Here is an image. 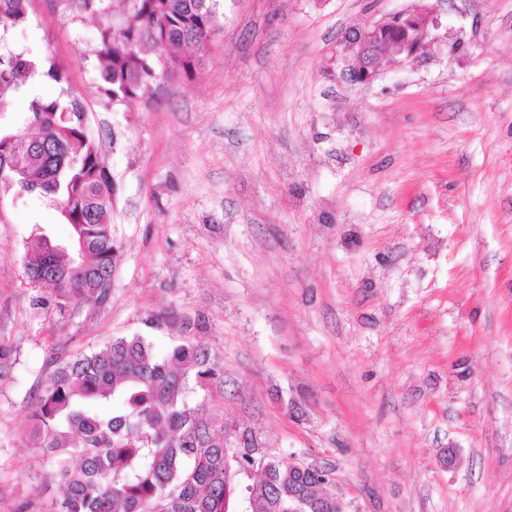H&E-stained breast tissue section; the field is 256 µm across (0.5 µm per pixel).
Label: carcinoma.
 Wrapping results in <instances>:
<instances>
[{"label": "carcinoma", "instance_id": "carcinoma-1", "mask_svg": "<svg viewBox=\"0 0 512 512\" xmlns=\"http://www.w3.org/2000/svg\"><path fill=\"white\" fill-rule=\"evenodd\" d=\"M71 12L116 19L97 30L99 89L112 106L151 99L170 80L189 79L221 31L219 0H64ZM32 0H0V40L24 26ZM40 77L53 94H34ZM68 63L0 52V116L11 90L24 96L18 121L0 128V187L57 203L82 252L58 251L43 231L31 234L29 282L47 292L40 304L64 312L104 305L119 248L112 228L118 187L86 130L82 101L67 88ZM217 376L201 346L185 341L161 354L142 334L80 352L48 378L31 408L34 447L55 460L59 495L50 512H228L235 475H245L248 512H290L288 487L312 504L321 479L292 473L276 455L225 446L215 420L189 405L188 379Z\"/></svg>", "mask_w": 512, "mask_h": 512}]
</instances>
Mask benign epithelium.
<instances>
[{
  "mask_svg": "<svg viewBox=\"0 0 512 512\" xmlns=\"http://www.w3.org/2000/svg\"><path fill=\"white\" fill-rule=\"evenodd\" d=\"M440 20L426 0H411V6L384 22L365 19L344 33L339 56L341 74L351 82L369 83L376 75L378 61L391 49L405 58L421 53Z\"/></svg>",
  "mask_w": 512,
  "mask_h": 512,
  "instance_id": "1",
  "label": "benign epithelium"
}]
</instances>
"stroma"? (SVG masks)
<instances>
[{
    "mask_svg": "<svg viewBox=\"0 0 512 512\" xmlns=\"http://www.w3.org/2000/svg\"><path fill=\"white\" fill-rule=\"evenodd\" d=\"M410 3L224 0L204 69L116 108L98 18L33 0L7 42L68 62L120 257L103 306H36L26 241L67 227L0 192V512L58 494L27 440L46 378L151 314L158 351L215 360L189 401L228 447L331 466L349 512H512V0H430L423 54L343 81L342 34Z\"/></svg>",
    "mask_w": 512,
    "mask_h": 512,
    "instance_id": "1",
    "label": "stroma"
}]
</instances>
